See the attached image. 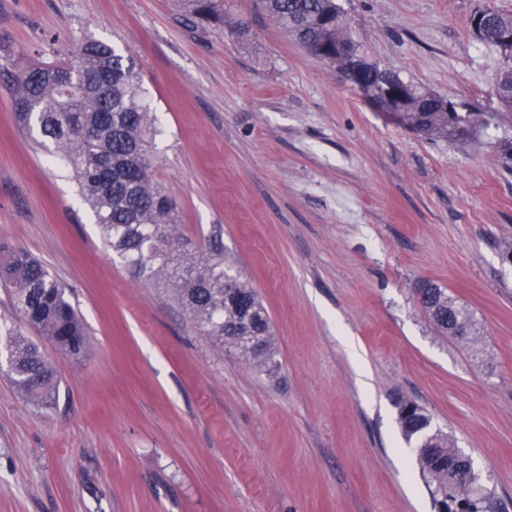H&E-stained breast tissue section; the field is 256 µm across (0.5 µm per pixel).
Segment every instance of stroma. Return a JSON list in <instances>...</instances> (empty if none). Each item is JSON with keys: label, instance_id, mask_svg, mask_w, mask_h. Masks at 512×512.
Listing matches in <instances>:
<instances>
[{"label": "stroma", "instance_id": "1", "mask_svg": "<svg viewBox=\"0 0 512 512\" xmlns=\"http://www.w3.org/2000/svg\"><path fill=\"white\" fill-rule=\"evenodd\" d=\"M337 3L363 56L484 114L472 141L407 129L254 0H232L224 25L178 0H0V42L27 57L89 38L132 55L178 231L237 262L277 352L267 372L215 346L112 257L0 71V241L67 285L90 342L81 361L42 343L61 381L50 409L0 370V512H434L401 398L512 512V110L496 93L506 61L471 24L512 0ZM420 280L477 339L437 332Z\"/></svg>", "mask_w": 512, "mask_h": 512}]
</instances>
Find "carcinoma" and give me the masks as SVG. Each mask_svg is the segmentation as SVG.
Instances as JSON below:
<instances>
[{
	"label": "carcinoma",
	"instance_id": "1",
	"mask_svg": "<svg viewBox=\"0 0 512 512\" xmlns=\"http://www.w3.org/2000/svg\"><path fill=\"white\" fill-rule=\"evenodd\" d=\"M226 0H179L185 13L224 23ZM264 11L308 54L336 64V44H352L349 24L336 0H260ZM477 37L501 48L512 36V13L480 11ZM497 82L500 100L512 106V52ZM385 76L408 89L411 111L406 126L427 138L450 143L467 140L475 128L472 114L453 116L432 105L435 95L404 81L378 64L364 62L365 79ZM18 120L36 131L41 144L72 170L80 195L96 217L108 248L135 277L155 279L170 289L200 335L231 348L254 366H276L272 324L249 282L218 245L197 252L175 230L176 203L154 182L150 149L156 136L149 117L140 72L131 56L111 45L86 40L66 58L28 61L14 75ZM236 297L224 296V282ZM0 287L23 322L74 360L90 351L86 327L66 296V286L28 252L0 243ZM418 302L437 330L469 334L475 324L468 312L442 288L422 289ZM17 391L48 409L59 392L54 367L38 344L20 333L0 338ZM399 423L416 445L417 462L432 495L435 512H450L471 496L466 483L448 478L443 462L457 446L448 433L428 427L430 415L414 401L398 404Z\"/></svg>",
	"mask_w": 512,
	"mask_h": 512
}]
</instances>
